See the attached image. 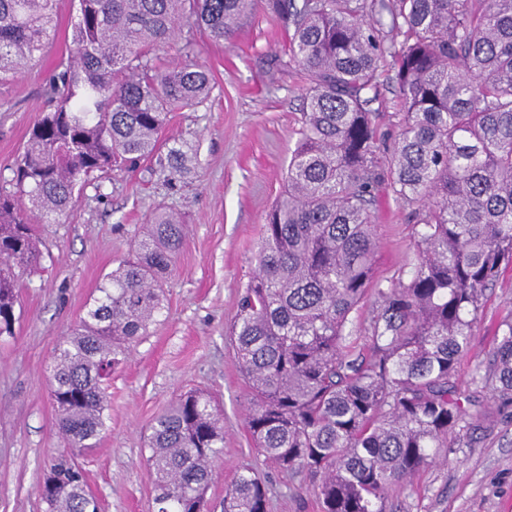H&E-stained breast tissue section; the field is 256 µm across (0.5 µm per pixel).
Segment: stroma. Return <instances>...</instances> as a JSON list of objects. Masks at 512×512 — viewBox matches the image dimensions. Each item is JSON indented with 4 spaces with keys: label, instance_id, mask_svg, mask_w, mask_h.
Masks as SVG:
<instances>
[{
    "label": "stroma",
    "instance_id": "35a3bbf8",
    "mask_svg": "<svg viewBox=\"0 0 512 512\" xmlns=\"http://www.w3.org/2000/svg\"><path fill=\"white\" fill-rule=\"evenodd\" d=\"M57 10L56 38L41 59L22 78L0 83V178L6 180L46 108L50 71L70 49L72 0H58ZM180 39L209 68L210 97L196 109L172 113L162 150L134 171L86 184L61 223L37 227L44 269L22 283L15 336L0 338V512H42L38 485L51 457L67 446L49 390L55 348L158 209L178 214L186 235L163 285L165 311L113 374L106 427L96 446L79 456L100 512H153L146 438L157 415L195 389L224 411V456L207 493L210 512H222L226 486L247 464L268 481V512H320L307 478L280 473L253 447L246 385L226 335L257 267L265 214L283 191L308 77L294 66L273 67L285 56L286 36L259 11L227 41H206L188 26ZM174 147L186 153L188 172L168 183L159 176L160 162ZM376 222L374 276L385 280L415 263L413 224L385 195ZM511 313L512 268L483 304L474 344L458 365L460 386L486 373L493 330ZM387 508L512 512V407L449 448L446 461L391 485Z\"/></svg>",
    "mask_w": 512,
    "mask_h": 512
}]
</instances>
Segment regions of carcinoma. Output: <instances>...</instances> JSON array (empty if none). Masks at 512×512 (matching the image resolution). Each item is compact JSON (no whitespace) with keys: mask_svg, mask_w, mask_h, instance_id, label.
Returning <instances> with one entry per match:
<instances>
[{"mask_svg":"<svg viewBox=\"0 0 512 512\" xmlns=\"http://www.w3.org/2000/svg\"><path fill=\"white\" fill-rule=\"evenodd\" d=\"M57 0H0V79L55 37ZM72 49L49 109L0 191V337L15 335L17 288L41 267L32 217L56 223L94 178L152 154L170 112L207 100L206 66L158 68L156 48L190 24L222 42L255 10L288 32L287 66L309 76L286 187L266 214L255 274L231 329L266 461L317 481L323 512H386L388 488L440 459L491 408L456 385L486 292L512 267V0H74ZM397 88V131L381 151L371 105ZM186 173L169 150L160 170ZM408 211L416 264L372 284L380 186ZM27 197L29 211L18 198ZM185 225L159 211L132 258L97 288L58 343L51 399L69 450L39 485L44 512H98L77 452L106 425L107 382L164 310L163 274ZM370 355L346 327L368 289ZM490 375L472 383L512 402V317L496 328ZM147 464L158 512H198L224 453V415L189 391L155 419ZM269 485L241 466L224 512H268Z\"/></svg>","mask_w":512,"mask_h":512,"instance_id":"obj_1","label":"carcinoma"}]
</instances>
